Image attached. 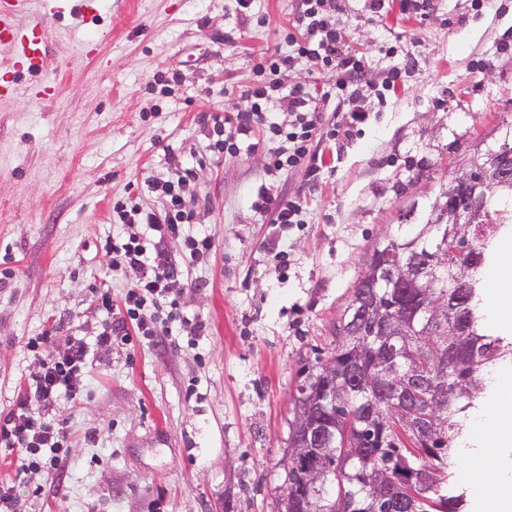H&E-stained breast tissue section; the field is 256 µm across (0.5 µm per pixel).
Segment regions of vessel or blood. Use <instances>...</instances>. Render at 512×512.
Listing matches in <instances>:
<instances>
[{
  "label": "vessel or blood",
  "mask_w": 512,
  "mask_h": 512,
  "mask_svg": "<svg viewBox=\"0 0 512 512\" xmlns=\"http://www.w3.org/2000/svg\"><path fill=\"white\" fill-rule=\"evenodd\" d=\"M30 0H0V51L7 56L0 66V98L13 96L17 84L12 70L39 73L47 67V46L41 23L22 24Z\"/></svg>",
  "instance_id": "vessel-or-blood-1"
}]
</instances>
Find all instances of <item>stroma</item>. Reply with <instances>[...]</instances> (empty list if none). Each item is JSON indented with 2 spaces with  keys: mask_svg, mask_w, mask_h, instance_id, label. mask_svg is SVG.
Here are the masks:
<instances>
[{
  "mask_svg": "<svg viewBox=\"0 0 512 512\" xmlns=\"http://www.w3.org/2000/svg\"><path fill=\"white\" fill-rule=\"evenodd\" d=\"M295 3L255 0L246 21L235 0H112L80 27V0H55L53 13L34 0L48 67L21 73L0 100V412L40 370L31 339L50 329L57 342L92 344L104 322L92 287L108 283L117 298L137 280L107 274L103 244L124 234L112 203L145 177L170 176L168 154L204 159L187 207L191 232L214 249L190 268L181 303L203 334L164 349L141 336L92 345L82 396L55 406L68 436L61 475L20 481V457L0 463L19 512H284L298 371L332 348L372 245L425 209L466 149L495 147L512 126V0H430L422 19L398 0L373 18L349 0L344 40L371 74L367 119L326 151L330 171L307 193L280 261L250 208L271 182L262 131L240 155L210 159L199 120L244 106ZM173 69L179 83L161 92ZM49 80L58 95L34 100L32 87ZM470 440L452 478L467 512H488L474 486L512 472V450L500 451L501 473H483L472 456L485 441Z\"/></svg>",
  "mask_w": 512,
  "mask_h": 512,
  "instance_id": "1",
  "label": "stroma"
}]
</instances>
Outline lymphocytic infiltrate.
Returning <instances> with one entry per match:
<instances>
[{"label": "lymphocytic infiltrate", "mask_w": 512, "mask_h": 512, "mask_svg": "<svg viewBox=\"0 0 512 512\" xmlns=\"http://www.w3.org/2000/svg\"><path fill=\"white\" fill-rule=\"evenodd\" d=\"M345 11L344 0H299L294 27L303 31V38L287 35V50L274 51L257 64L256 78L243 92L247 107L236 112L233 124L212 117L209 152L239 155L242 145L261 128L266 133L264 167L268 176L279 179L300 169L307 182L320 179L325 168L319 137L324 106L336 99L348 102V109L337 113L334 125L347 136L365 119L355 104L367 79L361 60L348 51L343 39L341 17ZM302 63L333 75V84L322 95L283 84V75ZM278 109L288 113V124L269 121V112ZM168 163L175 179L146 180L148 192L165 198L163 212H155L139 197L116 201L113 206L120 224L141 227L142 232L106 240L108 269L115 276L129 269L138 271L137 281L126 288L118 306L112 302L111 288L94 289L96 307L105 317L94 342L77 339L60 351L51 348L48 337L31 341V348L42 351L40 370L20 397L17 410L0 419V457L19 449L26 455L28 469H62L67 433L53 410L60 396L74 399L82 395L90 346L127 343L132 324L161 345L170 342L176 328L196 334L203 331L202 323L184 317L180 299L185 265L206 263L214 243L209 236L185 231L194 222L193 212L186 207L187 198L196 194L193 165L174 154ZM251 207L263 223L283 228L303 223L306 199L299 193L283 195L269 185L261 187Z\"/></svg>", "instance_id": "obj_1"}]
</instances>
